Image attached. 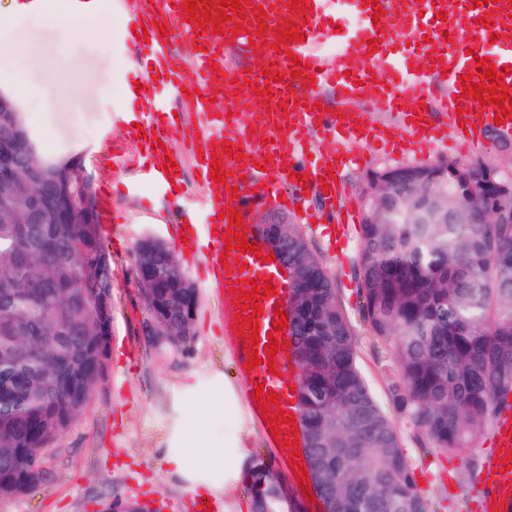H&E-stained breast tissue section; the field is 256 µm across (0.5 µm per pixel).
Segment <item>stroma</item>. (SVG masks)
Returning <instances> with one entry per match:
<instances>
[{"mask_svg": "<svg viewBox=\"0 0 512 512\" xmlns=\"http://www.w3.org/2000/svg\"><path fill=\"white\" fill-rule=\"evenodd\" d=\"M128 17L102 0L85 33L71 37L61 28L31 18L22 28L0 33V89L23 87L31 99L24 109L29 126L51 154L77 157L93 180L94 192L109 188L110 218L102 222L112 257V336L108 371L69 430L45 454V476L30 493L0 499V512H99L127 500L155 502L162 512H195V501L211 498L217 512H252L246 466L284 456L274 447L245 402V377L224 338V306L207 280L199 257L184 252L173 225L183 209L201 208L204 191L184 171L172 196L158 193L143 177L110 166L112 142L124 141L130 122L111 92L132 80L136 54L122 39ZM23 44L25 61L14 47ZM63 60H56V51ZM54 83H46L47 72ZM454 130L445 141L392 151L360 145L359 163L342 170L346 201L360 209L361 197L377 172L439 162L480 164L512 178V138L481 132L479 145L456 146ZM306 223L295 208L268 200L251 211L250 223L277 211L295 225L332 278L348 315L357 364L380 404L394 381L390 349L375 340L361 317V239L358 225L337 230V214L310 197ZM145 238L161 241L198 290L191 339L176 347L154 336L135 279L136 249ZM395 425L401 447L416 474L420 493L435 512H477L491 484L482 452L491 438L484 426L460 453L420 446L403 418ZM222 449L219 457L211 449Z\"/></svg>", "mask_w": 512, "mask_h": 512, "instance_id": "1", "label": "stroma"}]
</instances>
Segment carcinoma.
<instances>
[{
    "label": "carcinoma",
    "mask_w": 512,
    "mask_h": 512,
    "mask_svg": "<svg viewBox=\"0 0 512 512\" xmlns=\"http://www.w3.org/2000/svg\"><path fill=\"white\" fill-rule=\"evenodd\" d=\"M15 160L35 177L33 207L0 184V498L31 491L42 452L71 426L104 380L112 323V263L95 216L66 219V157L42 148L28 123L14 130ZM438 209L466 218L410 223L411 208L380 210L360 225L361 316L389 346L392 409L435 448L462 451L512 390V224L484 222L459 166ZM311 277L295 290L305 459L313 491L335 512H433L417 488L399 433L360 371L353 334L328 272L303 244ZM161 274L179 264L153 250ZM253 512H288L280 480L249 471Z\"/></svg>",
    "instance_id": "obj_1"
}]
</instances>
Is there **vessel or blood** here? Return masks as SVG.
<instances>
[{
	"label": "vessel or blood",
	"mask_w": 512,
	"mask_h": 512,
	"mask_svg": "<svg viewBox=\"0 0 512 512\" xmlns=\"http://www.w3.org/2000/svg\"><path fill=\"white\" fill-rule=\"evenodd\" d=\"M184 0H121L131 28L125 41L138 52L148 71L140 79L135 97L142 104L138 126L127 129L147 153V171L153 185L171 190L181 175L185 159L194 163L195 179L205 189L201 214L184 217L180 235L185 251L205 259L211 282L224 303V335L245 365L250 336L260 344L276 339L281 349L273 364L246 369L247 390L263 386L276 394L267 408L248 398L250 414L284 412L288 424L282 433L292 436L293 418L299 417V394L292 384L299 381L296 352L289 330L274 331L276 312L288 311L290 287L278 261L266 260L270 248L263 237L245 223L230 224L225 210L244 213L252 201L288 191L304 197L307 188L327 185L324 200L338 207L346 223H353L351 208L342 206L339 181L334 175L348 158L347 145L378 143L398 149L391 133L366 124L363 106L397 113L403 134L421 146L435 140L441 128L431 123L432 84L445 88L442 105L451 127H464L470 138L482 129H496L512 137V113L499 106L480 103L476 95L463 92V75L473 83L482 78L476 66L480 57L490 58L503 83L512 89V44L491 41V34L512 33V0H308L291 6L289 0H245L243 29L233 22H220L218 15L204 22H187ZM354 11L362 24L354 30H337L334 19ZM220 33H213V23ZM303 34L300 42L283 43L287 25ZM146 26L147 39L136 36V26ZM189 37L198 49L190 61L176 51L181 37ZM335 40L336 55L324 58L321 45ZM377 48H370V41ZM262 44V68L247 71L232 60L237 49L248 42ZM407 44L406 54L393 52L394 43ZM308 70L294 76L295 60ZM280 81H272V74ZM270 98H263L262 89ZM334 98L335 112L324 109ZM244 104L246 120H238L235 107ZM331 139L336 153H323L314 161L304 155L316 140ZM175 165L164 168L166 158ZM221 160L224 181L209 175L213 160ZM244 234L248 251L226 250L227 241ZM268 278L274 292L263 301L254 324L237 323L236 289L257 277ZM512 408L494 421L491 446L484 457L485 468L494 469V480L479 504V512H512Z\"/></svg>",
	"instance_id": "1"
}]
</instances>
